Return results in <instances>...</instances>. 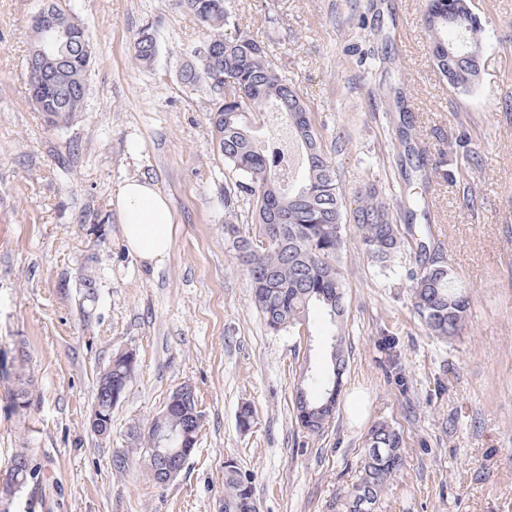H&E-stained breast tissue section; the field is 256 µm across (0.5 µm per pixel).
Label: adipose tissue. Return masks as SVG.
Returning <instances> with one entry per match:
<instances>
[{
    "mask_svg": "<svg viewBox=\"0 0 512 512\" xmlns=\"http://www.w3.org/2000/svg\"><path fill=\"white\" fill-rule=\"evenodd\" d=\"M112 206L127 252L149 266L165 263L173 248L176 216L157 186L148 179L123 180L112 191Z\"/></svg>",
    "mask_w": 512,
    "mask_h": 512,
    "instance_id": "obj_1",
    "label": "adipose tissue"
}]
</instances>
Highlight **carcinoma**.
I'll return each instance as SVG.
<instances>
[{
  "mask_svg": "<svg viewBox=\"0 0 512 512\" xmlns=\"http://www.w3.org/2000/svg\"><path fill=\"white\" fill-rule=\"evenodd\" d=\"M58 11L57 22L71 34L62 53L68 62L46 82L47 92L38 93V78L29 79L34 106L44 120L54 126L68 123L82 111L86 88L79 78L93 63L86 29L74 21L63 0H48ZM176 6L212 30L210 40L221 46L213 59H193L182 70L181 80L192 87L203 85L213 108L209 121L219 134L218 150L224 165L236 179L224 186V211L233 214L247 203L258 236L268 238L264 246L242 237L238 225L227 222L224 237L234 258L244 268L251 284L254 304L269 332L295 329L316 307L336 327V356L330 360V375L336 382L333 401L326 404L319 378H309L295 391L293 412L301 431L318 435L336 416L348 361L341 323L346 312L345 279L341 255L349 240L348 229L358 234L363 250L388 266L400 251L402 236L389 207L379 198L375 184L367 182L354 199L352 215H347L336 172L335 159L323 145L322 134L294 84L272 63L265 43L242 34L229 9L228 0H175ZM422 25L431 39L433 63L449 87L460 93L473 91L480 83L481 63L486 43L471 0H427ZM454 38H448V31ZM157 45L144 31L134 43V58L142 67L153 64ZM229 82L241 94L233 99L219 95V84ZM277 112L284 127L277 132L285 156L277 163L267 149L260 148L251 134L250 121L265 112ZM398 141L404 158L415 159L414 169L425 168L423 152L412 143V125L403 121ZM415 241L420 264L409 273L411 305L429 333L451 339L462 333L468 319L470 301L459 288L448 266L429 257L428 228L407 225ZM385 354L386 369L402 391L407 380L398 357L395 333L384 326L376 338ZM19 388L13 402L29 403L31 379L23 365L13 366ZM133 376L123 357L112 360V373L97 382L94 409L112 423L111 395L125 397ZM170 414L152 420L143 439L156 447L158 428H177V439L169 442L168 454L154 459L143 457L152 480L165 483V471L191 457L202 420L196 396L172 392ZM365 454L359 477L348 492L346 512H376L382 494L402 465V437L386 422H378L367 433ZM224 512H254L251 477L237 462L224 465Z\"/></svg>",
  "mask_w": 512,
  "mask_h": 512,
  "instance_id": "1",
  "label": "carcinoma"
}]
</instances>
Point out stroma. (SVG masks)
Returning a JSON list of instances; mask_svg holds the SVG:
<instances>
[{
    "label": "stroma",
    "instance_id": "stroma-1",
    "mask_svg": "<svg viewBox=\"0 0 512 512\" xmlns=\"http://www.w3.org/2000/svg\"><path fill=\"white\" fill-rule=\"evenodd\" d=\"M43 2L0 0V361L26 351L33 379L29 405L16 410L17 382L0 377V471L19 452L31 468L7 512H220L229 458L250 474L259 512H341L378 422L403 439L379 512H512V0H472L487 48L468 95L433 65L426 0L230 2L334 148L346 199L372 182L404 223L399 208L420 187L395 147L404 111L429 158L462 134L478 156L466 180L436 178L420 205L438 257L471 299L464 330L442 340L414 313L415 244L384 269L350 240L349 366L319 436L299 430L293 399L303 366L325 364L330 326L313 310L302 330L265 328L224 238L226 220L248 238L256 227L248 206L225 215L233 175L212 135L211 98L180 79L208 30L173 0H68L95 61L82 112L55 127L28 90L30 25ZM146 29L158 46L148 69L132 56ZM130 177L157 183L176 214L157 268L121 240L112 191ZM382 325L397 334L406 392L386 374ZM126 351L136 370L101 436L90 426L96 382ZM185 383L202 412L197 449L158 486L134 431ZM244 404L254 412L246 431Z\"/></svg>",
    "mask_w": 512,
    "mask_h": 512
}]
</instances>
